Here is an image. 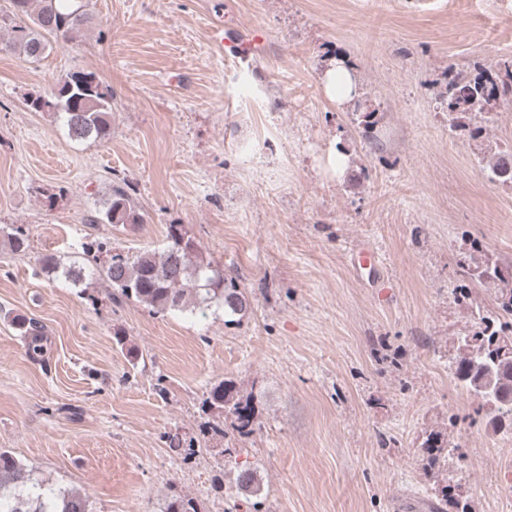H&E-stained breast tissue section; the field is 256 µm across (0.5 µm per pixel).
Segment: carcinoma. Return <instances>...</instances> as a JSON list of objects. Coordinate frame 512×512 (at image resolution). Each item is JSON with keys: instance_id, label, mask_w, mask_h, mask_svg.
<instances>
[{"instance_id": "1", "label": "carcinoma", "mask_w": 512, "mask_h": 512, "mask_svg": "<svg viewBox=\"0 0 512 512\" xmlns=\"http://www.w3.org/2000/svg\"><path fill=\"white\" fill-rule=\"evenodd\" d=\"M87 0H7L0 8V52L10 51L30 60L39 59L51 41L68 42L93 23ZM484 73L452 78L446 91L448 112H483L490 100L512 93V60L496 66L497 83L483 84ZM112 88L93 72L76 71L58 84L48 97H36L30 107L36 112H54L63 117L69 136L75 140L104 142L112 136ZM94 224H110L118 231L146 222L135 202L134 187L122 178L113 183L105 207L91 219ZM6 244L22 252L30 247L26 230L0 227ZM108 261L97 274L114 294L134 300L156 314L193 312L203 304L217 303L232 315L244 316L251 308L247 293L224 270L204 262L185 238L182 225L170 224L166 245L160 250L140 249L110 253L107 244L93 238L82 243L84 260L95 263L102 253ZM47 272H63L81 281L82 269L61 268L52 254L40 259ZM478 277L496 291V308L479 316V330L473 336L480 344L471 346L468 336L458 337L455 376L469 395L496 407L493 429L512 428V336L504 329L512 319V271L503 274L495 266L482 269ZM15 329L23 336L26 354L37 360L48 352L45 327L32 318L14 317ZM206 404L231 419L237 441L249 439L259 427L255 397L242 394L230 380L214 385ZM448 441L442 430H432L422 443L426 467L439 469L447 455ZM235 484L245 500L258 497L260 484L253 468L237 471ZM0 512H94L92 502L81 489H54L34 478L32 471L11 453L0 450ZM166 512H197L194 498L175 495Z\"/></svg>"}]
</instances>
